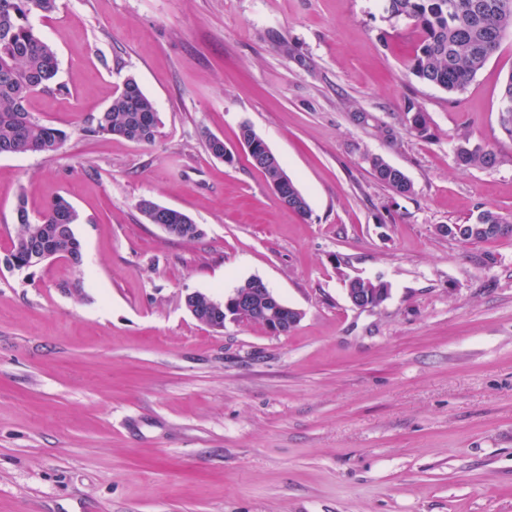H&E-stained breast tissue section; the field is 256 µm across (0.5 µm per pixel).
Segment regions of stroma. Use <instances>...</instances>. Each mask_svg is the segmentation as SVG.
I'll return each instance as SVG.
<instances>
[{"mask_svg": "<svg viewBox=\"0 0 512 512\" xmlns=\"http://www.w3.org/2000/svg\"><path fill=\"white\" fill-rule=\"evenodd\" d=\"M382 5L58 0L33 17L61 88L28 109L68 139L0 156V512H512V234L439 232L485 210L512 224V37L450 95L407 71L412 24ZM130 77L154 143L94 130ZM245 124L308 215L250 165ZM459 132L497 164L457 166ZM21 194L34 215L73 204L81 268L7 264ZM144 198L202 236L147 223ZM251 277L300 311L290 332L216 331L185 307ZM356 277L389 298L352 307ZM500 126L504 135L512 138V74L508 76L502 90ZM374 178L381 184L400 195H406L412 191V185L407 176L401 170H392L382 158L375 157L371 161ZM270 186L274 190L278 200L281 203H287L288 197H292L295 193L296 199L291 204L288 205V208L297 212L300 215H307L309 211L308 203L304 195L298 189L296 183L291 178L288 179L285 175H283L282 179H280L277 182L270 183ZM287 187L288 192L286 191ZM189 217L183 212L169 208L166 209L163 215L162 222L163 224H155L158 226L162 231H164L167 235L172 236L176 235L179 232H181L184 229H193L196 233H201L202 230L200 228L199 224H185L186 218ZM175 224H182V225H175ZM191 225V226H189Z\"/></svg>", "mask_w": 512, "mask_h": 512, "instance_id": "1", "label": "stroma"}]
</instances>
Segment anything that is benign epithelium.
<instances>
[{"label": "benign epithelium", "instance_id": "7a95c632", "mask_svg": "<svg viewBox=\"0 0 512 512\" xmlns=\"http://www.w3.org/2000/svg\"><path fill=\"white\" fill-rule=\"evenodd\" d=\"M241 145L252 161V166H273L277 156L263 142L244 137ZM389 288H349L347 297L357 309L374 308L389 298ZM209 305L224 318H215L209 324L213 329L224 328V322L253 321L259 319L263 326L273 334H285L294 328L301 317V312L289 307L280 300L259 278L252 288H235L224 296V301L209 300Z\"/></svg>", "mask_w": 512, "mask_h": 512}]
</instances>
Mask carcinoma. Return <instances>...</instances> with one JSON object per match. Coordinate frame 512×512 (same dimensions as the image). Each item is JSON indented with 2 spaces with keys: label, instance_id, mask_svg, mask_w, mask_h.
Returning a JSON list of instances; mask_svg holds the SVG:
<instances>
[{
  "label": "carcinoma",
  "instance_id": "carcinoma-1",
  "mask_svg": "<svg viewBox=\"0 0 512 512\" xmlns=\"http://www.w3.org/2000/svg\"><path fill=\"white\" fill-rule=\"evenodd\" d=\"M388 20L411 21L421 32L408 71L420 81L450 94L463 91L474 80L506 37H512V0H384ZM56 10V0H0V155L54 154L66 142V134L30 114L27 103L39 91L55 83L57 57L54 48L30 24L33 15L46 16ZM500 126L512 138V73L502 90ZM158 112L138 82L129 78L110 106L96 118L93 132L115 135L149 144L155 140ZM457 165L493 167V149L470 144L462 136L454 147ZM374 178L400 195L412 191L407 176L392 170L383 159L371 161ZM296 199L288 208L307 215L308 203L293 180L288 196ZM17 239L9 265L26 261L34 251L45 259L63 258L74 267L83 262L82 244L74 226L78 213L63 197L51 200L38 217H32L24 196L17 198ZM500 217L486 210L475 221L458 225L462 243L482 241L487 236L472 233L477 224H500Z\"/></svg>",
  "mask_w": 512,
  "mask_h": 512
}]
</instances>
